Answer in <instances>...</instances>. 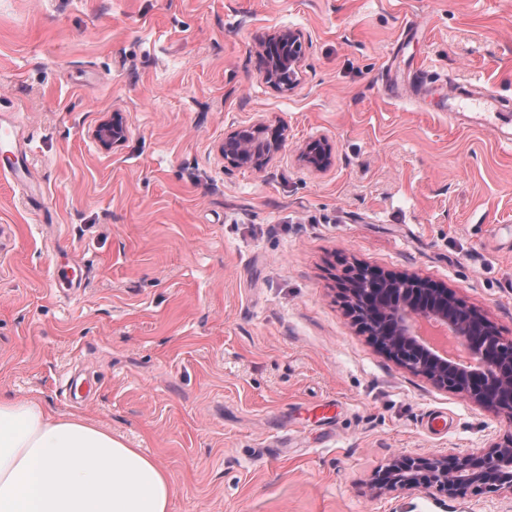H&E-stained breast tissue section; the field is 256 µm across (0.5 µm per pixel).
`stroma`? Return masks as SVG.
<instances>
[{
  "mask_svg": "<svg viewBox=\"0 0 512 512\" xmlns=\"http://www.w3.org/2000/svg\"><path fill=\"white\" fill-rule=\"evenodd\" d=\"M283 29L289 88L256 56ZM0 118L39 193L0 175L1 396L142 449L170 512H512L370 489L393 453L512 421L397 365L339 296L356 262L415 274L512 341V0H0ZM260 120L282 149L231 164L225 136ZM301 35L292 30H280L262 44L257 56L263 64L262 77L270 83L278 82V75L288 70V88L295 83L301 63ZM94 136L102 146L110 147L125 140L127 127L122 120L112 114V118L99 124ZM331 149L323 140L311 141L302 152V159L315 168L325 167L330 160Z\"/></svg>",
  "mask_w": 512,
  "mask_h": 512,
  "instance_id": "35a3bbf8",
  "label": "stroma"
}]
</instances>
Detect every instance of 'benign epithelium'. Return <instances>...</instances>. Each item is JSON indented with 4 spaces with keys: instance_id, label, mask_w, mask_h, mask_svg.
Masks as SVG:
<instances>
[{
    "instance_id": "benign-epithelium-1",
    "label": "benign epithelium",
    "mask_w": 512,
    "mask_h": 512,
    "mask_svg": "<svg viewBox=\"0 0 512 512\" xmlns=\"http://www.w3.org/2000/svg\"><path fill=\"white\" fill-rule=\"evenodd\" d=\"M258 59L264 80L276 83L286 70L288 86H293L301 63V35L288 29L270 35ZM94 136L110 147L125 140L127 127L114 116L99 124ZM286 138L285 127L258 123L226 136L222 151L234 164L260 170ZM330 156L322 140L310 142L302 152L303 161L315 168L325 167ZM345 292L362 329L398 365L512 421V350L504 348L485 316L444 286L416 275L392 277L367 266L353 270ZM371 487L378 494L436 491L450 498L512 494V433L464 455L398 454L374 471Z\"/></svg>"
}]
</instances>
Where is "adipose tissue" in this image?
I'll list each match as a JSON object with an SVG mask.
<instances>
[{"label": "adipose tissue", "mask_w": 512, "mask_h": 512, "mask_svg": "<svg viewBox=\"0 0 512 512\" xmlns=\"http://www.w3.org/2000/svg\"><path fill=\"white\" fill-rule=\"evenodd\" d=\"M166 470L83 417L0 398V512H169Z\"/></svg>", "instance_id": "1"}]
</instances>
